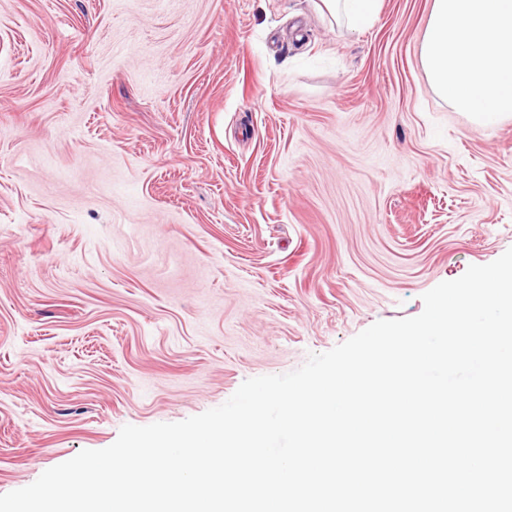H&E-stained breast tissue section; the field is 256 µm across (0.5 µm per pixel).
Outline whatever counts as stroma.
I'll return each instance as SVG.
<instances>
[{
    "instance_id": "stroma-1",
    "label": "stroma",
    "mask_w": 512,
    "mask_h": 512,
    "mask_svg": "<svg viewBox=\"0 0 512 512\" xmlns=\"http://www.w3.org/2000/svg\"><path fill=\"white\" fill-rule=\"evenodd\" d=\"M433 0H0V494L284 374L512 248V118ZM322 16L347 30L369 25L378 8V0H312ZM420 53L458 112L484 124L512 117V0H434Z\"/></svg>"
}]
</instances>
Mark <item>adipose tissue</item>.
<instances>
[{
	"label": "adipose tissue",
	"mask_w": 512,
	"mask_h": 512,
	"mask_svg": "<svg viewBox=\"0 0 512 512\" xmlns=\"http://www.w3.org/2000/svg\"><path fill=\"white\" fill-rule=\"evenodd\" d=\"M346 29L369 25L378 0H317ZM440 97L477 123L512 117V0H433L420 47Z\"/></svg>",
	"instance_id": "1"
}]
</instances>
